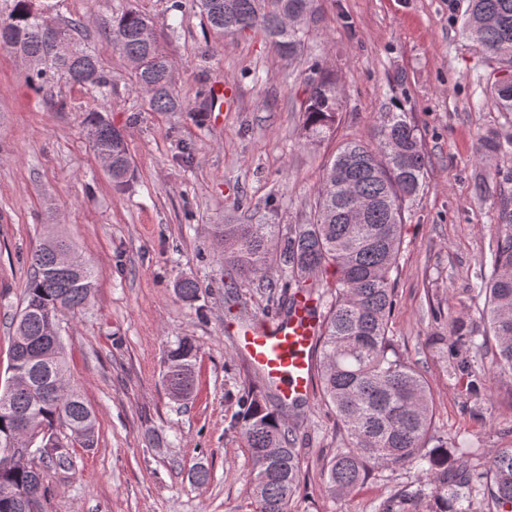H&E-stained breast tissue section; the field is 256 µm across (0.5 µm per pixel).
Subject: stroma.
<instances>
[{
  "mask_svg": "<svg viewBox=\"0 0 512 512\" xmlns=\"http://www.w3.org/2000/svg\"><path fill=\"white\" fill-rule=\"evenodd\" d=\"M52 2L60 17L86 23L85 44L112 85L104 95L61 87L60 111L0 49V382L30 255L47 232L66 237L98 281L82 311L60 318L68 381L92 405L98 441L74 447L71 470L48 473V512H254L252 458L229 422L243 388L265 387L239 349V329L264 318L266 297L255 283L226 294L214 227L306 223L336 149L376 145L382 113L400 109L419 130L427 176L405 207L389 336L428 384L430 445L466 442L453 457L476 470L490 449L512 446V375L475 353L463 371L450 335L456 321L481 323L471 285L497 220L493 198L475 185L512 168V153L479 156L478 137L506 118L471 104L488 68L462 35L466 0H315L313 52L343 96L334 135L312 144L301 112L308 64L282 58L262 31L219 37L192 6L172 14L171 0ZM131 7L153 21L171 55L184 111H151L99 31L100 19ZM217 87L233 100L219 112L209 102ZM92 109L126 131L135 176L124 189L88 141ZM184 277L200 288L196 306L176 293ZM182 336L194 339L199 358L194 392L179 404L163 373L168 346ZM299 424L304 467L288 512H379L422 479L410 466L373 467L349 492L332 494L326 463L347 438L320 380ZM199 465L211 472L202 487L188 478Z\"/></svg>",
  "mask_w": 512,
  "mask_h": 512,
  "instance_id": "35a3bbf8",
  "label": "stroma"
}]
</instances>
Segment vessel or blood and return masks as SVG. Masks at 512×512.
<instances>
[{
    "instance_id": "1",
    "label": "vessel or blood",
    "mask_w": 512,
    "mask_h": 512,
    "mask_svg": "<svg viewBox=\"0 0 512 512\" xmlns=\"http://www.w3.org/2000/svg\"><path fill=\"white\" fill-rule=\"evenodd\" d=\"M318 334V320L300 304L288 318L257 321L244 333L243 349L285 398L304 399L311 392Z\"/></svg>"
}]
</instances>
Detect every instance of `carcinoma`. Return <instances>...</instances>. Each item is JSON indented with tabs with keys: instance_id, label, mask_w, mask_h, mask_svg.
<instances>
[{
	"instance_id": "1",
	"label": "carcinoma",
	"mask_w": 512,
	"mask_h": 512,
	"mask_svg": "<svg viewBox=\"0 0 512 512\" xmlns=\"http://www.w3.org/2000/svg\"><path fill=\"white\" fill-rule=\"evenodd\" d=\"M204 26L224 36L260 29L282 56H304L307 40L318 23L314 0H193ZM113 47L131 66L132 88L147 98L155 112H184L176 90V68L162 47L154 24L135 8L104 21ZM463 34L495 62L493 72L512 74V0H467ZM0 48L19 54L28 66V82L38 93L52 94L63 82L105 92L111 85L99 57L83 44L82 25L63 24L54 13L34 9L32 0H0ZM303 102L306 141L317 142L335 130L340 107L336 80L309 66ZM478 100L512 114V81L486 79ZM91 146L104 160L112 158V182L129 181L133 159L123 130L101 110L88 118ZM378 148L357 141L344 143L325 167L314 202L313 220L290 224H218L224 244V288L232 294L246 284L262 283L268 311L288 316L298 299L313 296L322 284L313 274L332 266L336 279L321 331V385L326 401L346 429L348 444L326 464L327 488L336 493L361 482L368 466L410 465L426 481L399 499L388 500L381 512H397L399 503L430 495L449 506L445 512H474L478 500L508 512L512 509V447L494 448L484 470L448 468V448L425 447L433 425L428 385L420 372L394 348L388 336L393 307L391 274L398 267L407 202L423 190L426 157L421 136L408 113L384 112ZM512 152V131L482 137L480 157ZM495 182L479 184L494 197L497 231L489 242V267L475 273L478 295L485 298L481 319L488 331L479 334L460 322L454 326L457 346L489 353L503 373L512 375V169L498 170ZM71 242L52 237L31 253L32 274L23 307L15 320L9 347L8 402L0 403V442L27 441L23 431H39L41 445L59 449L40 453L27 468L0 465V488H15L45 502L46 473L73 467L71 448H92L98 440L97 416L76 390L59 392L68 355L63 339L49 334L58 315L78 312L90 301L97 275L80 262H57ZM179 297L192 305L199 298L196 281L183 278ZM482 341H477V337ZM198 348L188 337L166 354L165 380L171 393L187 397L195 384ZM303 401L268 399L248 388L239 397L231 427L240 430L253 469L250 494L256 512H288L303 468L298 421ZM68 431L60 439L57 428Z\"/></svg>"
}]
</instances>
